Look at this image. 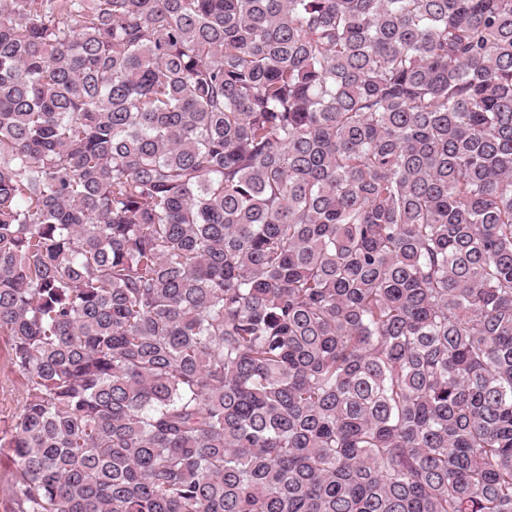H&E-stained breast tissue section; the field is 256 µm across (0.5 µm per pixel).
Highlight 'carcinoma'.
Instances as JSON below:
<instances>
[{"label":"carcinoma","instance_id":"obj_1","mask_svg":"<svg viewBox=\"0 0 512 512\" xmlns=\"http://www.w3.org/2000/svg\"><path fill=\"white\" fill-rule=\"evenodd\" d=\"M8 512H512V0H0ZM8 347L0 339V435L13 430L18 416V404L23 388L18 373L12 367Z\"/></svg>","mask_w":512,"mask_h":512}]
</instances>
